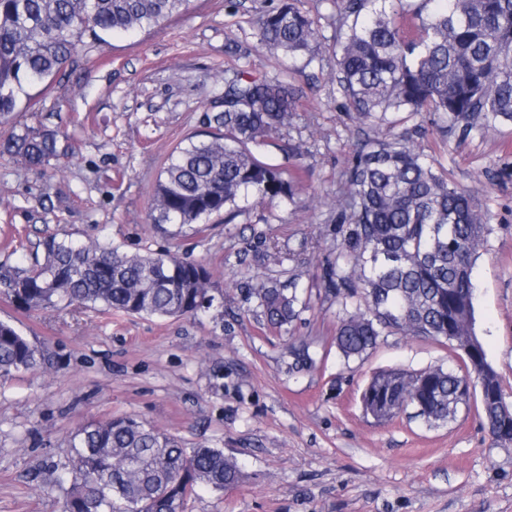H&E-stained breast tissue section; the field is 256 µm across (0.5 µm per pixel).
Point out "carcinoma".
I'll use <instances>...</instances> for the list:
<instances>
[{
  "instance_id": "cac0c4a2",
  "label": "carcinoma",
  "mask_w": 512,
  "mask_h": 512,
  "mask_svg": "<svg viewBox=\"0 0 512 512\" xmlns=\"http://www.w3.org/2000/svg\"><path fill=\"white\" fill-rule=\"evenodd\" d=\"M187 0H0V119L30 105L31 89L52 81L64 66L106 41L162 25ZM282 0L257 20L262 46L273 54L314 58L322 48L318 22ZM419 17L410 35L397 22L403 0H336V80L348 110L360 122L389 112H434L443 131L461 138L512 123V0H441ZM298 92L277 77L234 71L224 81V111L206 116L207 138L191 136L164 163L150 218L163 229H207L224 214L230 224L239 201L273 205L297 194V183L269 162L262 148L296 111ZM58 131L29 126L0 132V155L44 167L59 156ZM342 220L336 228V260L326 268L328 294L363 308L340 319L336 350L360 358L382 336L410 327L455 349V339L474 336L473 263L484 227L467 191L437 173L405 135L368 138L344 172ZM43 260L0 267V285L27 311L60 303L140 317L195 316L214 306L211 273L171 251L129 254L99 243L48 235L38 243ZM349 256L358 274L344 272ZM267 325L288 329L298 316L296 283L249 288ZM477 359L498 392L501 379L484 349ZM42 351L12 323L0 321V380L35 371ZM462 374L442 367L416 373L399 369L372 377L363 392L365 410L378 421L408 408L431 425L454 420L461 408ZM492 436L502 431L498 405L481 403ZM61 471L50 480L68 485L62 512H185L187 500L205 487L223 491L244 473L221 448H188L133 417H110L73 431Z\"/></svg>"
}]
</instances>
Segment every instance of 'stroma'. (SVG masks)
Instances as JSON below:
<instances>
[{
  "mask_svg": "<svg viewBox=\"0 0 512 512\" xmlns=\"http://www.w3.org/2000/svg\"><path fill=\"white\" fill-rule=\"evenodd\" d=\"M281 0H190L165 25L80 55L61 84L33 88L28 126L61 132V157L39 169L0 155V265L32 263L54 234L128 253L172 250L212 274L216 310L193 319L107 314L91 308L29 312L0 295V320L44 353L45 366L0 382V512H61L63 492L45 480L65 462L67 439L94 420L131 416L186 447L223 449L246 479L202 489L186 512H512V444L495 441L477 409L431 426L401 413L379 423L360 393L376 371L452 369L434 339L381 337L362 358L331 345L356 302L327 294L336 255L344 171L365 137L409 133L435 167L470 190L485 226L473 269L476 332L512 400V125L461 139L437 114L396 115L359 127L336 82V0H302L319 22L322 52L274 56L256 20ZM285 77L299 91L270 150L300 186L294 201L239 203L233 223L211 216L205 232L172 237L149 220L168 154L203 132L234 70ZM298 283L299 316L266 326L247 283ZM311 342L297 366L289 345Z\"/></svg>",
  "mask_w": 512,
  "mask_h": 512,
  "instance_id": "stroma-1",
  "label": "stroma"
}]
</instances>
